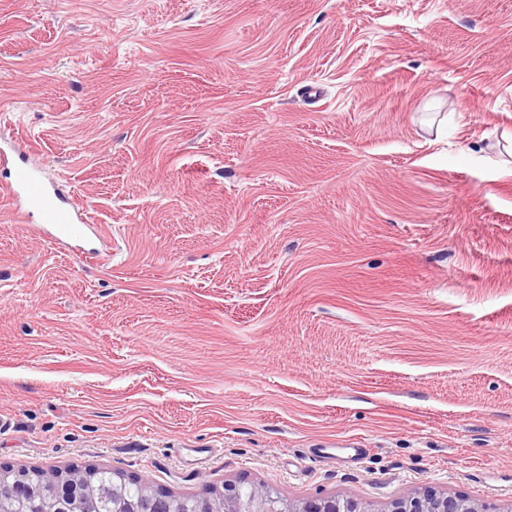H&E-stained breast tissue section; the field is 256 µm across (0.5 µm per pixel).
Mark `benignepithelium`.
<instances>
[{
    "mask_svg": "<svg viewBox=\"0 0 512 512\" xmlns=\"http://www.w3.org/2000/svg\"><path fill=\"white\" fill-rule=\"evenodd\" d=\"M64 476L63 471L46 470L38 485L14 483L15 494L39 502L43 512H62L58 487ZM112 503L116 512H171L169 501L164 498L132 502L114 497ZM190 512H369V508L367 503L355 497L336 494L292 502L259 483L254 485L251 497L243 501L238 496L236 484L226 483L223 489L214 490L192 504ZM384 512H488V506L478 499L428 487L392 498L385 504Z\"/></svg>",
    "mask_w": 512,
    "mask_h": 512,
    "instance_id": "1",
    "label": "benign epithelium"
}]
</instances>
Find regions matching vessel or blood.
<instances>
[{
	"label": "vessel or blood",
	"instance_id": "obj_1",
	"mask_svg": "<svg viewBox=\"0 0 512 512\" xmlns=\"http://www.w3.org/2000/svg\"><path fill=\"white\" fill-rule=\"evenodd\" d=\"M21 142L17 134L0 138V164L12 167L8 181L0 184V195L13 200V218L21 224L36 223L57 245L88 233L98 234L87 209L61 193L40 165L27 159L10 164L7 150Z\"/></svg>",
	"mask_w": 512,
	"mask_h": 512
}]
</instances>
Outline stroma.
Here are the masks:
<instances>
[{"label":"stroma","instance_id":"1","mask_svg":"<svg viewBox=\"0 0 512 512\" xmlns=\"http://www.w3.org/2000/svg\"><path fill=\"white\" fill-rule=\"evenodd\" d=\"M16 132L1 466L512 507V0H0ZM0 194L14 201L12 216L18 223L29 224L36 218L35 226L54 244L88 233L101 237L88 210L71 202L56 182L46 177L44 169L29 159L20 158V163L13 165L9 180L0 184Z\"/></svg>","mask_w":512,"mask_h":512}]
</instances>
